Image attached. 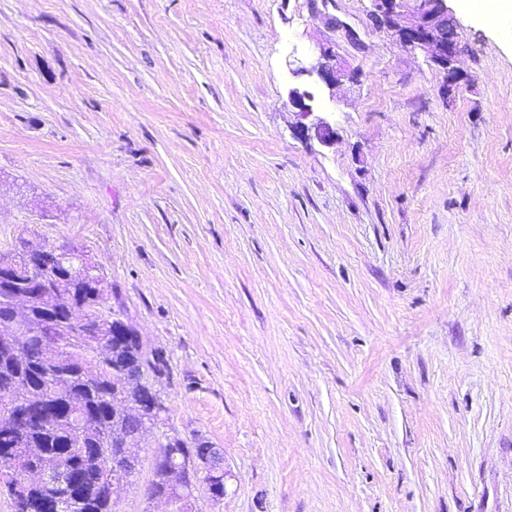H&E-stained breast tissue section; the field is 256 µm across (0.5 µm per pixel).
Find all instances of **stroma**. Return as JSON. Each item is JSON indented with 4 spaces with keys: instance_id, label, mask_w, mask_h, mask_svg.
Segmentation results:
<instances>
[{
    "instance_id": "35a3bbf8",
    "label": "stroma",
    "mask_w": 512,
    "mask_h": 512,
    "mask_svg": "<svg viewBox=\"0 0 512 512\" xmlns=\"http://www.w3.org/2000/svg\"><path fill=\"white\" fill-rule=\"evenodd\" d=\"M449 6L448 99L368 0H0V253L84 247L224 451L201 512H512V40ZM300 66L296 71L307 72V74L316 76L319 82L326 86L336 84V75L341 70L336 62V54L333 51H327L326 49H320V57L316 65L311 68L302 66L301 62H298ZM339 68V69H338ZM310 98L308 93L305 94L297 88L289 91V99L295 108L298 109L300 115L305 118L314 117L312 126L315 135L322 144L326 145L334 137L335 129L325 118L314 116L315 112H312L311 105L306 102Z\"/></svg>"
}]
</instances>
